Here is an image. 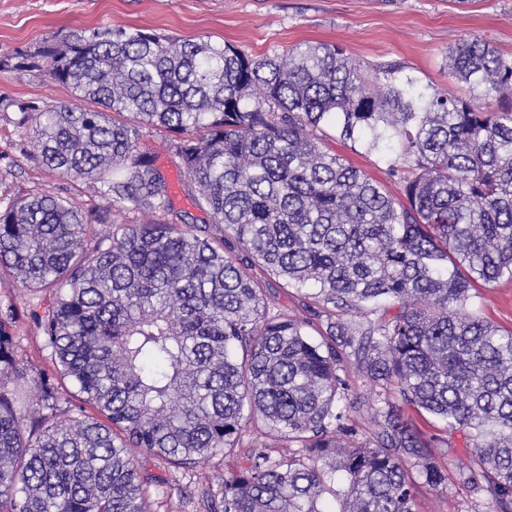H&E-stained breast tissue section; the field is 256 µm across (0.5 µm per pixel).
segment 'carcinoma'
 Masks as SVG:
<instances>
[{
  "mask_svg": "<svg viewBox=\"0 0 512 512\" xmlns=\"http://www.w3.org/2000/svg\"><path fill=\"white\" fill-rule=\"evenodd\" d=\"M22 59L88 103L0 100L28 159L109 205L45 185L0 205V271L49 289L29 318L79 397L18 361L1 305L0 512H152L142 452L184 472L241 457L211 512H417V486L447 488L448 467L405 406L469 429L459 488L512 512V331L470 309L477 285L512 277V56L452 48L468 97L399 82L394 65L371 81L325 43L256 59L104 26ZM327 123L399 147L400 196L328 151ZM153 127L238 254L173 211L140 147ZM122 209L152 220L119 225ZM92 224L105 233L88 238ZM265 272L314 286L305 314L271 311ZM382 300L399 312L348 318ZM351 357L378 386L369 430ZM250 424L263 441L245 450Z\"/></svg>",
  "mask_w": 512,
  "mask_h": 512,
  "instance_id": "1",
  "label": "carcinoma"
}]
</instances>
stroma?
Instances as JSON below:
<instances>
[{"mask_svg": "<svg viewBox=\"0 0 512 512\" xmlns=\"http://www.w3.org/2000/svg\"><path fill=\"white\" fill-rule=\"evenodd\" d=\"M103 24L137 27L173 40L208 37L224 41L254 58L284 54L306 43L339 46L359 63L368 77L395 65L399 79L463 95L467 89L448 73L450 47L479 37L512 55V0H0V58L33 53L74 32ZM1 99H29L42 105L73 103L70 90L36 67L0 71ZM326 145L347 162L386 185L392 194L400 187L388 175L389 158L368 150L362 142H341L325 128ZM171 136L150 129L140 146L164 174L174 211L189 222L208 226L222 237L223 226L211 223L198 204L189 175L179 168L170 149ZM23 137L0 112V198L10 199L43 183L54 192L100 206L104 200L86 181L51 176L33 166L25 155ZM43 293L23 289L13 277H0V302L14 306L12 332L18 352L37 370L54 372L55 361L29 319L32 303ZM475 306L482 317L512 330V278L480 287ZM415 426L434 444L448 466V487L438 492L420 487L418 512H490L489 500L466 497L457 485L467 471L471 453L465 433H451L427 413L412 416ZM141 465L162 478L150 491L153 512H207L204 491L220 492L235 462L214 458L207 466L184 473L161 459L141 454Z\"/></svg>", "mask_w": 512, "mask_h": 512, "instance_id": "obj_1", "label": "stroma"}]
</instances>
